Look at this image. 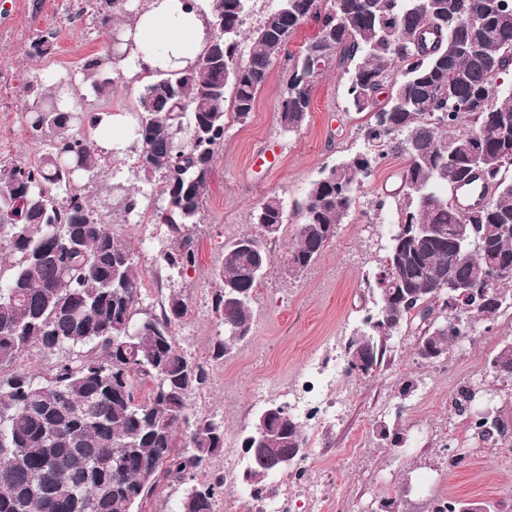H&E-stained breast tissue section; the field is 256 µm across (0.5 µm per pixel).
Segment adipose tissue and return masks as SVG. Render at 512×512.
<instances>
[{
    "label": "adipose tissue",
    "instance_id": "ef3b65f1",
    "mask_svg": "<svg viewBox=\"0 0 512 512\" xmlns=\"http://www.w3.org/2000/svg\"><path fill=\"white\" fill-rule=\"evenodd\" d=\"M213 33V17L199 0H142L119 31L112 72L126 78L196 67Z\"/></svg>",
    "mask_w": 512,
    "mask_h": 512
}]
</instances>
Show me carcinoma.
<instances>
[{
	"label": "carcinoma",
	"instance_id": "1",
	"mask_svg": "<svg viewBox=\"0 0 512 512\" xmlns=\"http://www.w3.org/2000/svg\"><path fill=\"white\" fill-rule=\"evenodd\" d=\"M122 0H99L103 26L112 24ZM214 26L204 56L207 65L158 73L138 98L136 140L139 169L167 205L154 214L167 226L174 246L164 260L171 268L196 264L187 225L198 223L215 158L224 144L228 111L246 122L258 93L297 29L309 20L327 40L313 38L288 55V83L277 120L285 133L307 121L318 77L332 64L346 68L347 100L368 114L362 135L369 150L349 156L312 183L297 207L295 245L288 274L307 269L336 237L364 179L380 160L403 156L400 197L390 228L411 226L400 244L387 240L384 261L398 273L372 293L378 310L348 342L346 371L357 372L356 356L379 347L376 336L413 331L415 354L428 364L448 360V350L470 338L480 323L512 311V279L502 283L511 299L478 296L456 317L436 312L443 297L437 277L465 280L493 265H512V178L502 177L512 154V91L494 89L490 73H512V0H280L251 30L252 47L241 55L245 0H208ZM471 45L468 55L456 51ZM90 88L106 94L112 73L98 59L83 65ZM389 89L385 101L379 100ZM26 114L33 137L49 140L51 151L37 165L0 164V231L9 230L11 274L0 281V368L36 341L47 350L73 353L43 383L15 375L0 380V512H134L159 482L191 481L177 512H214L224 475L207 473L208 461L224 447L222 423L190 417L187 401L209 379L203 365L180 349L173 326L188 315L187 302L173 295L160 313L139 316L142 288L130 244L114 236L74 176L95 177L107 159L87 130L96 114L62 112L56 93L37 99ZM78 125L80 129L72 131ZM478 160L497 184L471 211L458 209L448 189L463 183ZM261 233L254 247L231 242L215 270L219 289L214 310L224 336L211 358L221 360L246 340L253 326L251 302L263 282L258 267L271 264L265 226L288 222L280 199L267 198L253 214ZM464 224L478 228L484 246L455 260V240ZM136 324L135 336L121 335ZM494 377L512 381V351L493 354ZM152 388L137 398L136 383ZM482 389L465 387L455 401L468 422L469 402ZM268 419L265 431L249 430L261 459L309 447L302 424L288 406ZM309 455L295 458L274 476L298 479Z\"/></svg>",
	"mask_w": 512,
	"mask_h": 512
}]
</instances>
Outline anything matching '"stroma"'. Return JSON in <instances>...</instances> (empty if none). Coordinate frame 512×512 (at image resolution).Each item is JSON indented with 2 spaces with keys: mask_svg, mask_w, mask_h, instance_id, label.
I'll return each mask as SVG.
<instances>
[{
  "mask_svg": "<svg viewBox=\"0 0 512 512\" xmlns=\"http://www.w3.org/2000/svg\"><path fill=\"white\" fill-rule=\"evenodd\" d=\"M97 0H0V163H36L45 155V142L35 141L26 114L37 94L48 92L47 73L69 83L84 111L135 110L141 85L116 76L109 95L89 88L83 65L91 58L106 59L110 40L97 17ZM54 32L51 52L41 58L32 44ZM288 67L277 62L259 93L247 122H229L224 145L213 168L202 222L190 227L196 264L169 269L163 254L170 243L164 225L153 223L163 199L144 182L136 164L140 151L133 137L110 153L109 164L88 188L92 206L105 215L112 233L130 243L141 275V308L159 310L176 294L189 305L187 317L175 328L182 351L207 363L210 380L188 401L193 413L214 416L224 426V446L209 469L226 473L223 494L214 512H249L252 501L234 463H247L242 442L266 404L283 402L288 388L301 383L315 355L345 351L374 308L365 283L385 254L386 228L379 223L376 203L395 189L403 156L389 154L357 192L356 203L336 237L320 258L303 273L286 271L288 250L295 238L285 224L272 245L273 266L252 303L250 337L224 359L210 358L222 334L213 309L214 271L224 246L242 234H258L252 214L267 197L286 208L303 202L323 169L364 147L361 128L366 114L352 109L345 98V77L339 68L326 70L316 83L311 112L296 133H283L278 104L286 88ZM278 146V166H252L253 155ZM140 201L126 212L127 197ZM512 338V311L481 329L473 341L454 346L448 361L433 366L414 353L415 338L404 333L388 343L382 361L366 375L343 379L337 418L326 421L309 445L302 479L281 485L278 496L286 512H382L394 501L400 512H427L434 498L512 505V446L491 445L466 432L453 401L466 386L480 385L495 393V405L512 403V382L494 378L490 360L498 345ZM68 348L48 351L31 344L0 375L49 379ZM412 382L401 396L404 382ZM398 426L404 444L394 450L380 440L381 428ZM465 449V466L449 470L446 447ZM317 488L320 506L311 509L308 487Z\"/></svg>",
  "mask_w": 512,
  "mask_h": 512,
  "instance_id": "stroma-1",
  "label": "stroma"
}]
</instances>
